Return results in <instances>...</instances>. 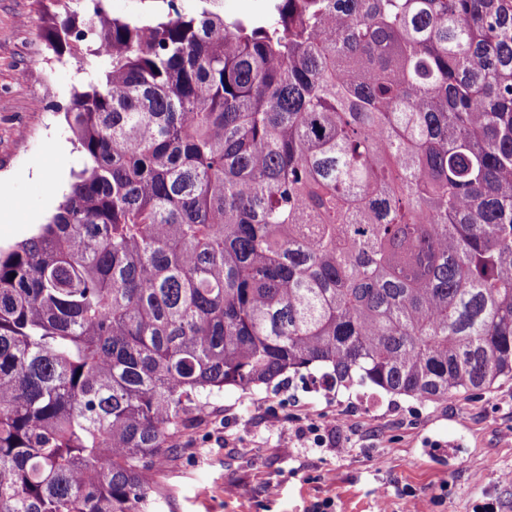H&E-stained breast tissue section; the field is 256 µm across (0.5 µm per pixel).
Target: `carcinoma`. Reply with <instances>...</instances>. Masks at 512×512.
<instances>
[{
	"mask_svg": "<svg viewBox=\"0 0 512 512\" xmlns=\"http://www.w3.org/2000/svg\"><path fill=\"white\" fill-rule=\"evenodd\" d=\"M56 12L86 166L0 247V512H154L187 413L512 379V0ZM226 16L260 14L266 8V0H222Z\"/></svg>",
	"mask_w": 512,
	"mask_h": 512,
	"instance_id": "cac0c4a2",
	"label": "carcinoma"
}]
</instances>
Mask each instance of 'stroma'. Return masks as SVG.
<instances>
[{
  "label": "stroma",
  "mask_w": 512,
  "mask_h": 512,
  "mask_svg": "<svg viewBox=\"0 0 512 512\" xmlns=\"http://www.w3.org/2000/svg\"><path fill=\"white\" fill-rule=\"evenodd\" d=\"M47 18L33 0H0V245L24 239L55 212L82 168L63 112L94 64L35 54ZM48 106L39 111L37 98ZM340 423L338 443L309 425ZM512 381L476 398L421 403L331 389L293 376L212 395L193 413L177 448L154 474L157 512H512Z\"/></svg>",
  "instance_id": "1"
}]
</instances>
